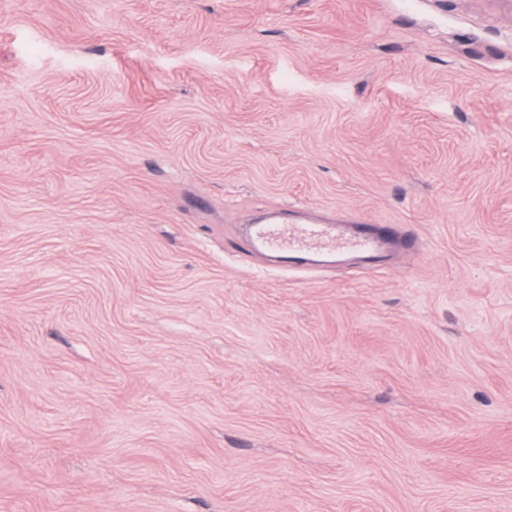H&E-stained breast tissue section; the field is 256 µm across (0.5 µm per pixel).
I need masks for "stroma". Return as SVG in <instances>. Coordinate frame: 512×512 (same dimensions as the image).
Masks as SVG:
<instances>
[{"mask_svg":"<svg viewBox=\"0 0 512 512\" xmlns=\"http://www.w3.org/2000/svg\"><path fill=\"white\" fill-rule=\"evenodd\" d=\"M0 512H512V0H0ZM334 225L263 224L254 235L252 244L266 250L281 249L294 254L337 253L349 248L358 251L373 248L377 240L361 229L353 238L341 237Z\"/></svg>","mask_w":512,"mask_h":512,"instance_id":"stroma-1","label":"stroma"}]
</instances>
